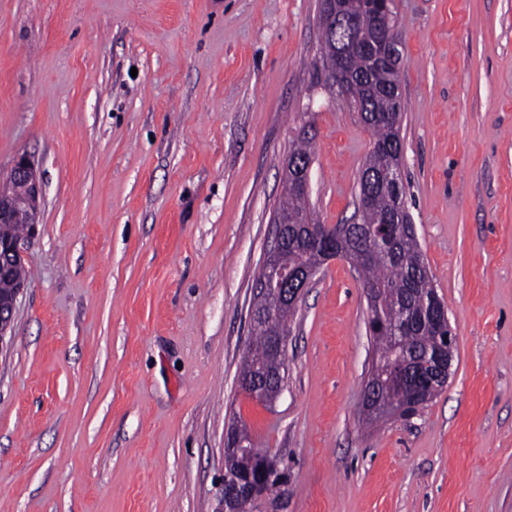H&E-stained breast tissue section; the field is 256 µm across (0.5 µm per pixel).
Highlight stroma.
<instances>
[{
    "label": "stroma",
    "instance_id": "35a3bbf8",
    "mask_svg": "<svg viewBox=\"0 0 512 512\" xmlns=\"http://www.w3.org/2000/svg\"><path fill=\"white\" fill-rule=\"evenodd\" d=\"M402 182L455 336L447 385L365 421L357 270L288 323L281 395L238 375L288 155L358 220L371 134L324 83L320 0H0V172L42 181L0 349V512H213L231 428L258 512H512V0H395ZM240 433H237L236 430L232 431L230 436L232 438V443H231V446H230V442L229 440H227V445L230 446L231 448V452L230 454L232 455L233 459L234 460H253L254 458V453H255V457L258 458V457H261L262 454L261 452H263L260 448H253L252 444H248V442L246 440H243L241 435L245 436V437H249V432L247 430V427L246 425H242L241 428H237ZM241 434V435H240ZM253 449V450H252Z\"/></svg>",
    "mask_w": 512,
    "mask_h": 512
}]
</instances>
